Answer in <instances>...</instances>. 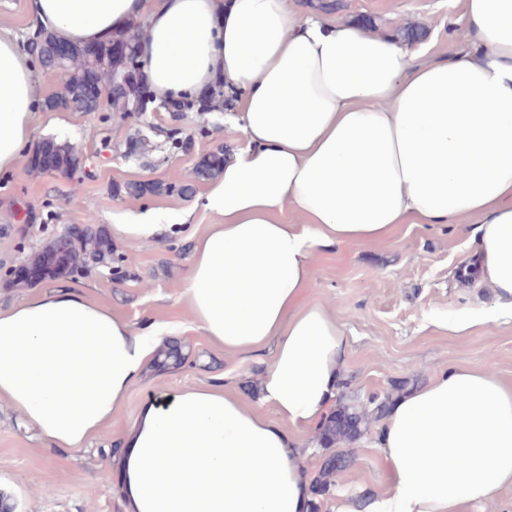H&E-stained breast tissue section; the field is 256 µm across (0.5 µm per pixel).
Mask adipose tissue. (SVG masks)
I'll list each match as a JSON object with an SVG mask.
<instances>
[{"label":"adipose tissue","mask_w":512,"mask_h":512,"mask_svg":"<svg viewBox=\"0 0 512 512\" xmlns=\"http://www.w3.org/2000/svg\"><path fill=\"white\" fill-rule=\"evenodd\" d=\"M64 43L107 40L144 18L143 67L158 96L214 77L245 91L225 115L232 146L203 207L181 296L190 325L134 327L91 297L50 288L0 305V403L45 443L87 448L140 384L148 357L186 327L226 355L270 350L262 415L233 387L144 401L113 464L123 512H306L295 434L333 406L348 362L342 324L300 302L321 249L398 225L466 224L490 314L512 315V0H465L468 45L428 59L352 23L299 18L288 0H29ZM38 82L0 32V172L29 142ZM298 212L299 224L277 219ZM392 482L366 508L462 512L512 489V385L456 365L394 400L377 446Z\"/></svg>","instance_id":"obj_1"}]
</instances>
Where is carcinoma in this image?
<instances>
[{"label": "carcinoma", "mask_w": 512, "mask_h": 512, "mask_svg": "<svg viewBox=\"0 0 512 512\" xmlns=\"http://www.w3.org/2000/svg\"><path fill=\"white\" fill-rule=\"evenodd\" d=\"M140 36V25L130 23L110 40L93 47L68 44L62 56L58 53L60 42L51 33L35 31L27 38L26 51L41 67L58 70L63 75L62 90L47 99L46 107L71 112H115L123 118L161 108L162 104L154 99L148 86L142 84L137 75ZM49 150L54 151L56 168L70 171L77 167L76 155L65 147L43 144L35 149V153ZM50 249L64 255L73 273L89 260H103L107 256L103 238L97 236L89 225L77 234L66 231L59 235ZM191 357L190 345L166 343L156 351L151 368L156 373L191 367L194 365ZM393 401L392 392L373 394L369 398L373 408L368 412L354 398L341 394L337 408L328 412L316 427L318 443L324 448H332L340 441L357 438L366 429L368 416L381 419ZM350 463L351 459L343 453L335 452L326 459L319 476L313 479V495H328L331 478L348 468Z\"/></svg>", "instance_id": "obj_1"}]
</instances>
